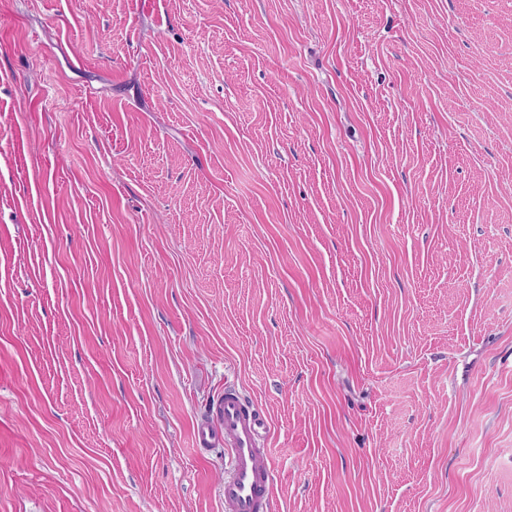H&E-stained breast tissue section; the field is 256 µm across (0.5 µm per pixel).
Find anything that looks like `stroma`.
<instances>
[{
	"label": "stroma",
	"instance_id": "1",
	"mask_svg": "<svg viewBox=\"0 0 512 512\" xmlns=\"http://www.w3.org/2000/svg\"><path fill=\"white\" fill-rule=\"evenodd\" d=\"M512 512V0H0V512ZM268 421L235 389L211 407L197 424L196 448L224 445L229 453L231 475L224 479L225 512H268L273 491L270 448H265Z\"/></svg>",
	"mask_w": 512,
	"mask_h": 512
}]
</instances>
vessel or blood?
<instances>
[{"instance_id": "obj_1", "label": "vessel or blood", "mask_w": 512, "mask_h": 512, "mask_svg": "<svg viewBox=\"0 0 512 512\" xmlns=\"http://www.w3.org/2000/svg\"><path fill=\"white\" fill-rule=\"evenodd\" d=\"M268 421L233 389L211 407L195 430L197 448L226 446L231 474L224 480V512H268L273 491Z\"/></svg>"}]
</instances>
